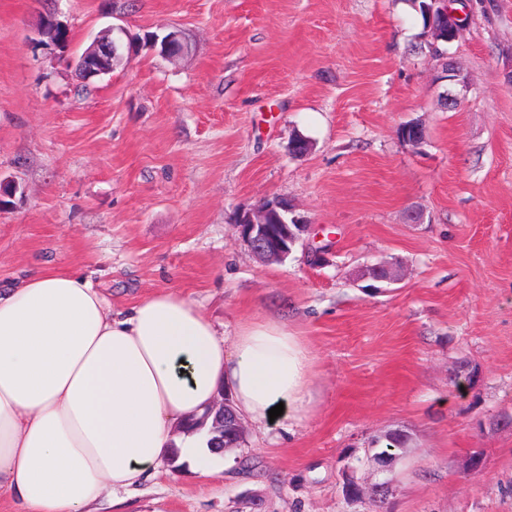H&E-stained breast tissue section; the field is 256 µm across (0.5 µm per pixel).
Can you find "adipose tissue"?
I'll return each instance as SVG.
<instances>
[{
  "label": "adipose tissue",
  "mask_w": 512,
  "mask_h": 512,
  "mask_svg": "<svg viewBox=\"0 0 512 512\" xmlns=\"http://www.w3.org/2000/svg\"><path fill=\"white\" fill-rule=\"evenodd\" d=\"M312 357L279 322L225 343L186 296L159 291L113 312L75 272L39 268L0 286V499L13 512H89L103 486L133 491L178 452L201 473L216 458L185 429L221 389L269 427L310 411Z\"/></svg>",
  "instance_id": "1"
}]
</instances>
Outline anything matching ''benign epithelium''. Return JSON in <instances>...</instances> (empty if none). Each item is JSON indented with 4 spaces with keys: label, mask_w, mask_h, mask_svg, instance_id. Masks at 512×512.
Here are the masks:
<instances>
[{
    "label": "benign epithelium",
    "mask_w": 512,
    "mask_h": 512,
    "mask_svg": "<svg viewBox=\"0 0 512 512\" xmlns=\"http://www.w3.org/2000/svg\"><path fill=\"white\" fill-rule=\"evenodd\" d=\"M428 32L447 44L451 43L459 34L458 19L446 9L440 14L432 13L428 19ZM124 34L125 31L121 28L108 29V34L96 40L83 54L81 63L86 65L95 76L112 72V69L124 58V54L119 52L124 44L122 38ZM146 45L151 49H159V54L167 58H175L188 51L186 38L180 30L170 31L161 38L154 35ZM401 137L410 144H419L424 140L425 131L419 124L410 122L401 128ZM239 228L243 241L260 258L266 261L282 262L297 245L304 244L302 235L307 231L308 225L292 216V208L288 202L274 198L267 199L244 212ZM363 274L376 280L396 282L400 276V267L384 261L365 268ZM211 416L233 418L234 433L229 438L227 446H232L235 441L244 437V423L224 393H219L214 399L200 422H206Z\"/></svg>",
    "instance_id": "benign-epithelium-1"
}]
</instances>
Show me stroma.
<instances>
[{"label":"stroma","instance_id":"35a3bbf8","mask_svg":"<svg viewBox=\"0 0 512 512\" xmlns=\"http://www.w3.org/2000/svg\"><path fill=\"white\" fill-rule=\"evenodd\" d=\"M449 3L461 86L416 0H0V283L77 269L116 312L175 291L225 339L273 319L315 356L308 419L246 426L207 477L162 464L127 512H512V0ZM50 5L67 46L40 39ZM113 25L190 48L82 82ZM271 197L310 226L273 264L238 229ZM382 260L398 282L360 278ZM394 429L386 502L349 501ZM159 45V54L167 58H175L188 51L186 38L180 30L168 32L161 38Z\"/></svg>","mask_w":512,"mask_h":512}]
</instances>
